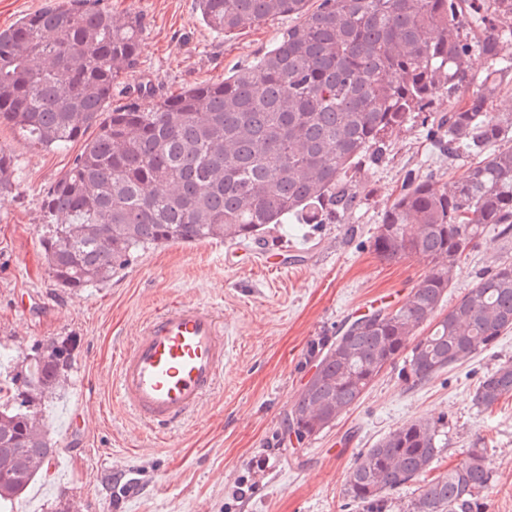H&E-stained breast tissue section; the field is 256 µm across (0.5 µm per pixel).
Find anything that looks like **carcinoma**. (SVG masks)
<instances>
[{"label": "carcinoma", "mask_w": 512, "mask_h": 512, "mask_svg": "<svg viewBox=\"0 0 512 512\" xmlns=\"http://www.w3.org/2000/svg\"><path fill=\"white\" fill-rule=\"evenodd\" d=\"M197 0L203 23L232 34L281 16L301 22L230 80L176 95L140 85L142 102L112 106L118 79L138 63L143 18L102 0H67L0 29V123L29 143L83 141L42 199L41 246L51 278L73 295L104 284L151 247L209 239L238 244L293 215L306 224L357 204L349 172L383 158L387 138L412 120L449 161L472 163L440 184L405 175L373 234L393 262L427 261L408 299L380 308L311 345L315 373L288 412L303 441L354 406L399 358L403 377L426 381L491 347L512 329V260L480 274L441 313L456 267L490 224L512 238V113L488 111L512 83V0ZM488 64L475 82L473 54ZM448 96V111L433 110ZM13 154L0 149V193L12 188ZM427 327L429 331L420 333ZM70 339L39 344L0 384V506L21 497L57 449L42 405L64 386ZM512 397V361L473 389L485 410ZM441 419L392 430L350 467L344 487L359 512H390L410 484L405 512H485L492 470L470 449L427 480L441 453Z\"/></svg>", "instance_id": "obj_1"}]
</instances>
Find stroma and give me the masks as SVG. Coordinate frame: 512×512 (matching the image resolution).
Masks as SVG:
<instances>
[{"instance_id": "obj_1", "label": "stroma", "mask_w": 512, "mask_h": 512, "mask_svg": "<svg viewBox=\"0 0 512 512\" xmlns=\"http://www.w3.org/2000/svg\"><path fill=\"white\" fill-rule=\"evenodd\" d=\"M103 3L144 17L132 80L168 94L232 76L295 23L284 17L223 36L205 26L195 0ZM0 147L16 161L12 190L0 195V380L40 341L67 336L76 345L71 378L43 407L54 468L6 512H52L59 499L74 512H356L343 494L356 458L401 424L438 416V474L470 448L484 449L493 470L486 512H512V397L489 411L471 401L478 380L512 360V330L420 386L404 383L401 364L387 366L330 428L303 442L285 433L284 419L310 374L311 342L361 314L401 305L428 269L419 258L382 261L370 244L407 172L448 178L447 162L420 124L389 138L379 166H361L358 204L336 223L293 218L262 244L211 239L153 247L78 296L49 275L41 200L80 144L48 151L5 122ZM507 257L512 240L486 228L457 269L445 307ZM174 300L222 317L227 357L213 393L157 437L114 402L112 387L141 321Z\"/></svg>"}]
</instances>
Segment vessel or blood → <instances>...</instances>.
<instances>
[{
  "instance_id": "1",
  "label": "vessel or blood",
  "mask_w": 512,
  "mask_h": 512,
  "mask_svg": "<svg viewBox=\"0 0 512 512\" xmlns=\"http://www.w3.org/2000/svg\"><path fill=\"white\" fill-rule=\"evenodd\" d=\"M224 329L210 309L173 304L145 318L120 360L113 394L152 430L177 426L213 391Z\"/></svg>"
}]
</instances>
